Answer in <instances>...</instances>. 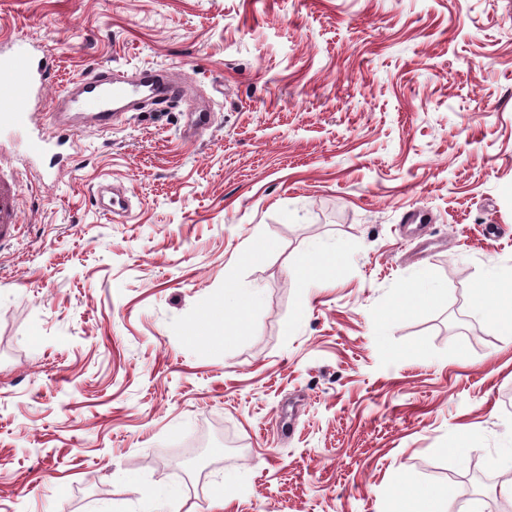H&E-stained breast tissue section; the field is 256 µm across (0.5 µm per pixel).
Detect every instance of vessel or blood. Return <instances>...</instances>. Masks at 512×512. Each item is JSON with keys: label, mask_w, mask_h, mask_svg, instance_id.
<instances>
[{"label": "vessel or blood", "mask_w": 512, "mask_h": 512, "mask_svg": "<svg viewBox=\"0 0 512 512\" xmlns=\"http://www.w3.org/2000/svg\"><path fill=\"white\" fill-rule=\"evenodd\" d=\"M50 75L48 60L39 56L34 44L22 38L0 40V139L22 143L30 160L76 143L77 133L66 119L69 113L108 129L130 103H171L188 94L183 80L164 77L156 67L122 72L94 67L49 99L45 90ZM19 222L17 183L0 170V240L11 238Z\"/></svg>", "instance_id": "vessel-or-blood-1"}]
</instances>
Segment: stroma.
I'll use <instances>...</instances> for the list:
<instances>
[{"instance_id": "35a3bbf8", "label": "stroma", "mask_w": 512, "mask_h": 512, "mask_svg": "<svg viewBox=\"0 0 512 512\" xmlns=\"http://www.w3.org/2000/svg\"><path fill=\"white\" fill-rule=\"evenodd\" d=\"M1 35L46 45L53 94L94 61L192 98L84 128L53 181L11 157L0 512L512 503V343L471 303L512 274V0H0ZM420 276L439 299L393 309ZM228 277L260 300L223 320ZM388 512H452L448 498L410 482L389 494Z\"/></svg>"}]
</instances>
